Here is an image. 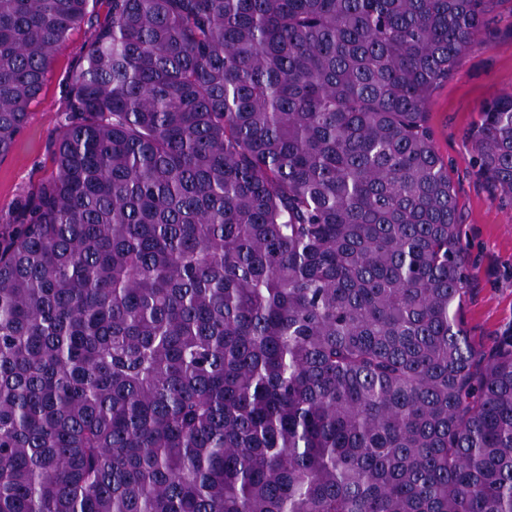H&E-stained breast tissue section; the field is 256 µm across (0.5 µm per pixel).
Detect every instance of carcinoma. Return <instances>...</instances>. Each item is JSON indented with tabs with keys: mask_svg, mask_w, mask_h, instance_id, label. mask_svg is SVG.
I'll return each instance as SVG.
<instances>
[{
	"mask_svg": "<svg viewBox=\"0 0 512 512\" xmlns=\"http://www.w3.org/2000/svg\"><path fill=\"white\" fill-rule=\"evenodd\" d=\"M503 0H0V512H512L429 122ZM105 6V17L99 8ZM468 136L512 200V92ZM87 33L74 30L60 49L42 98L31 108V119L10 154L0 159V215L14 212L23 195L34 192L55 171L54 141L63 122V110L72 72L82 55Z\"/></svg>",
	"mask_w": 512,
	"mask_h": 512,
	"instance_id": "cac0c4a2",
	"label": "carcinoma"
}]
</instances>
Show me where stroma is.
<instances>
[{"mask_svg": "<svg viewBox=\"0 0 512 512\" xmlns=\"http://www.w3.org/2000/svg\"><path fill=\"white\" fill-rule=\"evenodd\" d=\"M490 32L475 41L456 74L434 94L430 123L436 148L448 165L460 213L466 261L472 271L464 320L474 342L490 346L512 327V202L495 198L475 174L468 139L479 105L512 91V0L491 13ZM87 33L74 30L60 49L42 98L10 154L0 159V215L14 212L55 171L54 141L72 72Z\"/></svg>", "mask_w": 512, "mask_h": 512, "instance_id": "stroma-1", "label": "stroma"}]
</instances>
